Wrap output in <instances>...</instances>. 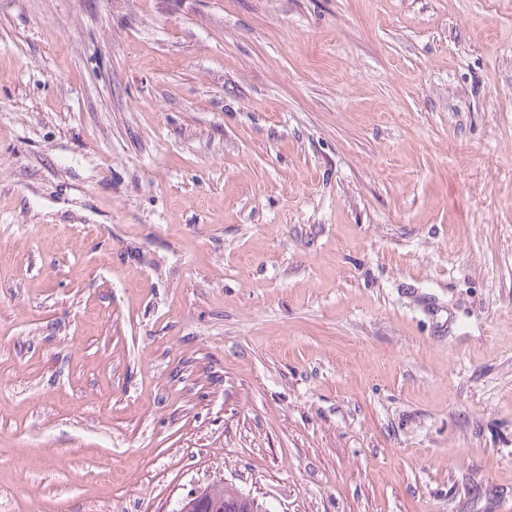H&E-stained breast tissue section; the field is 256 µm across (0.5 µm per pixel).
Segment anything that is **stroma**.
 Segmentation results:
<instances>
[{
  "instance_id": "obj_1",
  "label": "stroma",
  "mask_w": 512,
  "mask_h": 512,
  "mask_svg": "<svg viewBox=\"0 0 512 512\" xmlns=\"http://www.w3.org/2000/svg\"><path fill=\"white\" fill-rule=\"evenodd\" d=\"M512 512V0H0V512ZM202 496L209 499L212 512H268L264 504L257 501L254 509V498L244 495L238 491H230L222 486H210L204 489ZM247 503L250 507H246Z\"/></svg>"
}]
</instances>
